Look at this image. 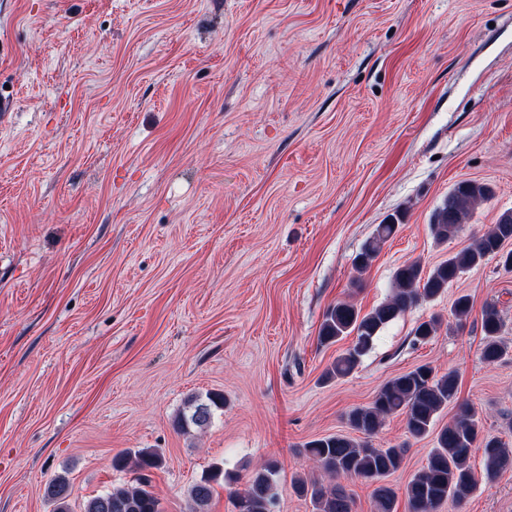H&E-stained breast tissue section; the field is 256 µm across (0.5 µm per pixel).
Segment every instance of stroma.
I'll return each mask as SVG.
<instances>
[{
    "instance_id": "stroma-1",
    "label": "stroma",
    "mask_w": 512,
    "mask_h": 512,
    "mask_svg": "<svg viewBox=\"0 0 512 512\" xmlns=\"http://www.w3.org/2000/svg\"><path fill=\"white\" fill-rule=\"evenodd\" d=\"M463 181L489 184L461 234L429 222ZM512 209V0H0V512H70L132 482L115 455L156 449L163 512L213 465L208 512L268 460L275 512H312L302 446L428 362L512 446V272L497 258L387 325L354 371L322 376L326 309L370 311L400 265L432 268ZM402 224L365 273L375 227ZM470 295L456 323L452 303ZM497 304L508 354L480 357ZM442 325L426 343L415 326ZM224 395L211 425L176 426L191 396ZM409 447L403 491L433 437ZM463 506L512 512V469Z\"/></svg>"
}]
</instances>
